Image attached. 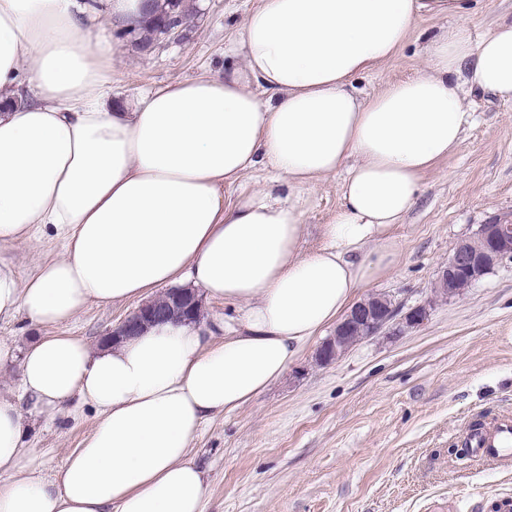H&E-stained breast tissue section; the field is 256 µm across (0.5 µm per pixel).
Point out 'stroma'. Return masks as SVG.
<instances>
[{
    "label": "stroma",
    "instance_id": "1",
    "mask_svg": "<svg viewBox=\"0 0 512 512\" xmlns=\"http://www.w3.org/2000/svg\"><path fill=\"white\" fill-rule=\"evenodd\" d=\"M188 2L181 40L146 49L101 20L112 47L110 96L133 103L151 88L240 64L228 48L256 0ZM456 24L419 18L396 54L359 78L362 96L424 74L427 45ZM474 109L457 148L424 174L415 206L392 231L397 264L359 293L390 295L406 311L425 307L424 321L328 364L317 356L335 332L326 327L280 381L207 422L191 449L208 485L203 512H512V463L476 458L466 442L473 428L512 418V261L456 296L435 288L456 242L489 216L512 213V103L482 98ZM342 179L290 189L301 250L323 245ZM62 253L47 225L33 240L0 244L22 278ZM135 308L92 306L68 330L95 344ZM96 421L80 404L57 421L33 422L27 458L51 474Z\"/></svg>",
    "mask_w": 512,
    "mask_h": 512
}]
</instances>
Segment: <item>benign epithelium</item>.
<instances>
[{
    "label": "benign epithelium",
    "mask_w": 512,
    "mask_h": 512,
    "mask_svg": "<svg viewBox=\"0 0 512 512\" xmlns=\"http://www.w3.org/2000/svg\"><path fill=\"white\" fill-rule=\"evenodd\" d=\"M475 238L479 240L476 245L468 237L460 240L441 267L439 288L450 297L464 288L474 286L495 266L512 259V216L502 214L492 217L486 223L479 225ZM195 302L197 298L194 294L189 298L176 297L163 311L157 308L155 301L146 303L126 316L110 332V337L115 340L120 337L134 336L139 333L142 325L152 321H164L173 317L197 320L200 310H190ZM399 314V305L382 304L378 302L376 296L358 302L336 326L335 336L321 346L319 351L321 360L333 361L331 352L345 345L351 330L360 323L373 326L375 335L386 331L395 333L401 331L405 325L412 326L422 321L426 311L423 307H416L402 318Z\"/></svg>",
    "instance_id": "obj_1"
}]
</instances>
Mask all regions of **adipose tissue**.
<instances>
[{
	"label": "adipose tissue",
	"mask_w": 512,
	"mask_h": 512,
	"mask_svg": "<svg viewBox=\"0 0 512 512\" xmlns=\"http://www.w3.org/2000/svg\"><path fill=\"white\" fill-rule=\"evenodd\" d=\"M141 0H0V243L52 225L61 257L19 281L0 256V318L44 327L0 342L19 382L0 396V512H203L190 456L203 424L281 379L305 345L394 265L391 232L422 176L459 144L466 95L512 102V17L481 38L433 39L427 73L358 91L422 16L470 0H258L232 52L242 65L149 90L132 111L105 84L99 21L130 28ZM259 165L306 184L344 170L326 242L299 250L296 203L274 188L232 199ZM241 305L223 338L167 322L91 348L64 332L91 305L162 285ZM99 421L45 475L24 454L29 423L73 401Z\"/></svg>",
	"instance_id": "ef3b65f1"
}]
</instances>
